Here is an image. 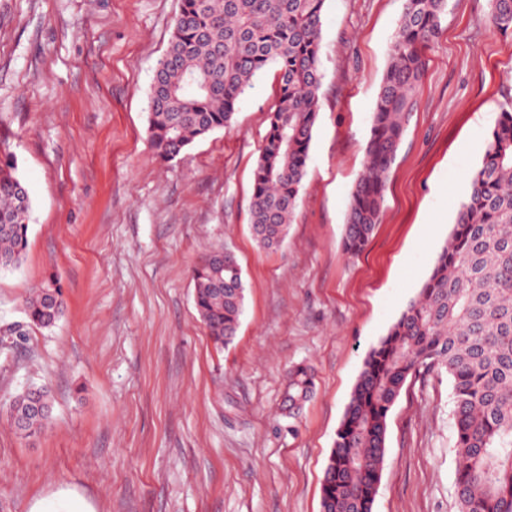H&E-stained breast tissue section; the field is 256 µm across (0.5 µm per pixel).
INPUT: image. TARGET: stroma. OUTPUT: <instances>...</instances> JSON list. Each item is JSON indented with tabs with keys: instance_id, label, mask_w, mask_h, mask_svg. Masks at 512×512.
I'll return each mask as SVG.
<instances>
[{
	"instance_id": "obj_1",
	"label": "stroma",
	"mask_w": 512,
	"mask_h": 512,
	"mask_svg": "<svg viewBox=\"0 0 512 512\" xmlns=\"http://www.w3.org/2000/svg\"><path fill=\"white\" fill-rule=\"evenodd\" d=\"M180 0H0V147L32 200L19 268L0 271V512L75 499L87 512H322L336 430L372 346L428 278L512 99V33L487 0H448L365 251L343 249L351 191L403 0H326L319 117L285 243L249 226L278 94L260 73L231 126L169 162L148 92ZM245 285L216 349L190 270L216 247ZM57 276L49 329L20 334L29 292ZM314 389L282 412L284 371ZM52 418L23 439L7 413L29 386ZM446 371L408 380L387 417L373 512H458Z\"/></svg>"
}]
</instances>
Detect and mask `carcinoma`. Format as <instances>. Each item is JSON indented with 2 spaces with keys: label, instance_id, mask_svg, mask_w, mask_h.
<instances>
[{
  "label": "carcinoma",
  "instance_id": "carcinoma-1",
  "mask_svg": "<svg viewBox=\"0 0 512 512\" xmlns=\"http://www.w3.org/2000/svg\"><path fill=\"white\" fill-rule=\"evenodd\" d=\"M325 0H181L169 47L149 91L148 134L156 157L183 150L234 121L253 79L272 66L278 100L253 174L250 227L257 244L288 236L317 122ZM447 0H404L391 58L371 119L363 173L349 203L344 248L358 255L382 211L386 183ZM490 27L512 31V0H488ZM31 199L13 155L0 152V270L18 267ZM195 308L214 345H229L244 308L242 269L213 249L192 267ZM66 303L56 282L25 301L27 326L50 328ZM443 368L455 399L458 512H512V105L502 107L470 175L453 230L431 273L368 352L336 431L322 483V512H373L386 453L387 415L408 378ZM288 413L313 388L306 366L288 369ZM51 414L32 415L26 437Z\"/></svg>",
  "mask_w": 512,
  "mask_h": 512
}]
</instances>
